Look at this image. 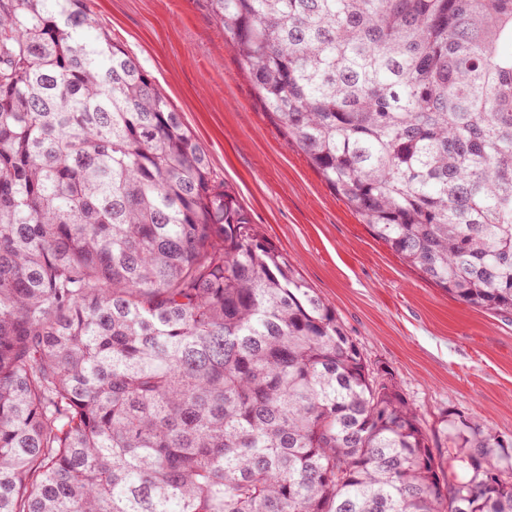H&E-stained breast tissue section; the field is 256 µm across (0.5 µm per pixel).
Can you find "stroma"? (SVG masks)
<instances>
[{
  "mask_svg": "<svg viewBox=\"0 0 512 512\" xmlns=\"http://www.w3.org/2000/svg\"><path fill=\"white\" fill-rule=\"evenodd\" d=\"M139 60L251 223L427 421L480 418L512 440V316L425 281L336 197L240 74L210 0H88Z\"/></svg>",
  "mask_w": 512,
  "mask_h": 512,
  "instance_id": "1",
  "label": "stroma"
}]
</instances>
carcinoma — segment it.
Returning a JSON list of instances; mask_svg holds the SVG:
<instances>
[{"instance_id": "carcinoma-1", "label": "carcinoma", "mask_w": 512, "mask_h": 512, "mask_svg": "<svg viewBox=\"0 0 512 512\" xmlns=\"http://www.w3.org/2000/svg\"><path fill=\"white\" fill-rule=\"evenodd\" d=\"M211 6L370 234L512 314V0ZM0 512H512L500 436L371 371L84 0H0Z\"/></svg>"}]
</instances>
